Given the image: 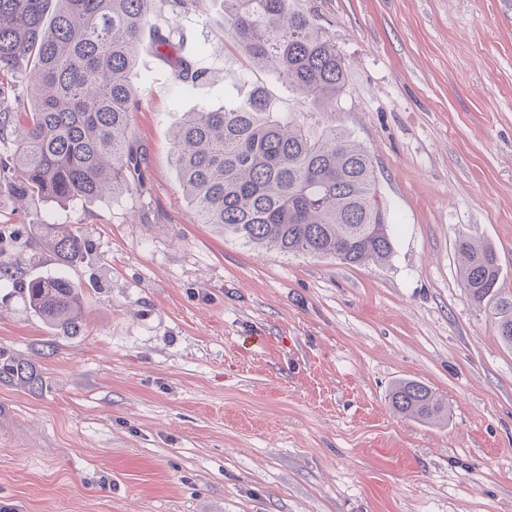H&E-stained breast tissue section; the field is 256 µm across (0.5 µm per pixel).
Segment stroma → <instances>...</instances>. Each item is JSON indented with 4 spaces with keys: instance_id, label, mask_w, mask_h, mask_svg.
I'll return each mask as SVG.
<instances>
[{
    "instance_id": "stroma-1",
    "label": "stroma",
    "mask_w": 512,
    "mask_h": 512,
    "mask_svg": "<svg viewBox=\"0 0 512 512\" xmlns=\"http://www.w3.org/2000/svg\"><path fill=\"white\" fill-rule=\"evenodd\" d=\"M335 43L329 115L373 159L388 261L258 249L200 223L172 136L260 72L223 0L155 13L131 82L141 192L21 204L0 187V512H512V346L462 286L456 241L491 244L512 289V0H296ZM215 77L185 86L152 44ZM38 224L89 245L62 266ZM79 282L76 333L19 291ZM448 407L394 412L396 380ZM389 401L396 412L421 423L436 424L448 419V409L436 393L415 379L397 381L390 391Z\"/></svg>"
}]
</instances>
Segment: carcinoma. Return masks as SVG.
Returning <instances> with one entry per match:
<instances>
[{
    "instance_id": "carcinoma-1",
    "label": "carcinoma",
    "mask_w": 512,
    "mask_h": 512,
    "mask_svg": "<svg viewBox=\"0 0 512 512\" xmlns=\"http://www.w3.org/2000/svg\"><path fill=\"white\" fill-rule=\"evenodd\" d=\"M168 0H0V71L29 75L30 102L0 99V139L16 148L0 173L21 174L17 198L57 202L138 190L145 159L134 147L140 100L130 84L140 35ZM224 34L252 68L329 112L345 86L335 44L295 0H224ZM183 37L155 42L185 85L208 71L181 59ZM247 92L217 110L184 113L173 135L186 199L202 224L284 254L331 257L348 265L385 262L393 252L387 210L369 152L328 123L317 129L276 111L267 86L243 78ZM59 261L87 253L85 240L60 224L41 225ZM462 284L512 346V291L502 288L496 250L457 240ZM29 307L55 330L78 326L80 286L63 277L23 282ZM393 409L425 424L448 419L436 393L415 379L397 381Z\"/></svg>"
}]
</instances>
